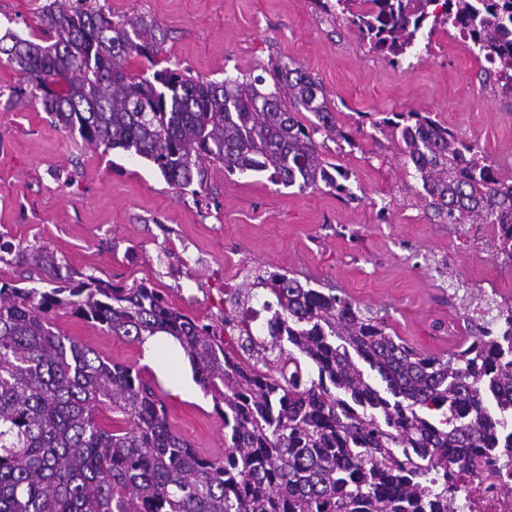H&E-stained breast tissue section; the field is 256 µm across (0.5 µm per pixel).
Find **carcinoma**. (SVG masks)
<instances>
[{
  "instance_id": "obj_1",
  "label": "carcinoma",
  "mask_w": 512,
  "mask_h": 512,
  "mask_svg": "<svg viewBox=\"0 0 512 512\" xmlns=\"http://www.w3.org/2000/svg\"><path fill=\"white\" fill-rule=\"evenodd\" d=\"M363 2L371 8L316 0L394 64L448 25L498 80L512 73V0ZM41 22L42 42L12 36L0 54L24 78L18 96L85 143L134 152L180 191L203 185L209 160L286 188L348 192L314 134L348 137L306 70L276 62L242 82L196 79L161 66L154 22L114 20L90 0H53ZM137 58L151 76L130 69ZM375 126L398 138L420 199L444 223L512 225V178L474 144L428 112ZM259 288L276 299L263 303L264 338L233 310ZM226 302L224 329L246 337L239 355L143 282L116 288L79 272L45 291L0 284V512H455L448 465L512 464V302L469 318V342L442 356L287 272L259 275ZM67 308L130 343L177 340L224 418V455L172 431L140 370L61 333L50 313ZM105 410L122 424L102 420Z\"/></svg>"
}]
</instances>
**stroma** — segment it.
<instances>
[{
	"instance_id": "1",
	"label": "stroma",
	"mask_w": 512,
	"mask_h": 512,
	"mask_svg": "<svg viewBox=\"0 0 512 512\" xmlns=\"http://www.w3.org/2000/svg\"><path fill=\"white\" fill-rule=\"evenodd\" d=\"M50 0H0V36L39 35ZM113 17L156 23L169 66L206 80L261 73L280 58L311 73L349 141L316 135L325 161L347 172L351 198L319 186H277L210 163L198 192L169 186L148 160L104 151L55 126L20 98L21 76L0 62V279L46 289L38 250L63 273L117 286L149 280L168 302L224 333V295L249 272L290 271L338 288L385 316L391 330L432 354L467 336L474 292L512 297V261L493 252V225L441 224L418 196L419 179L397 142L373 123L391 112H429L512 175V92L458 30H435L394 66L369 52L344 17L314 0H97ZM57 327L156 384L172 429L209 456L224 452V421L199 385L177 392L180 362L144 360L141 345L55 313Z\"/></svg>"
}]
</instances>
